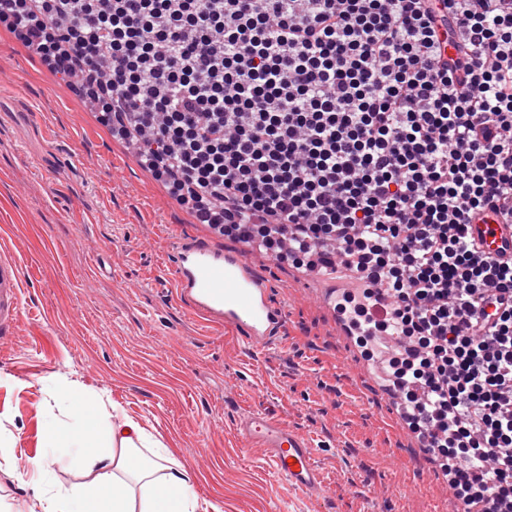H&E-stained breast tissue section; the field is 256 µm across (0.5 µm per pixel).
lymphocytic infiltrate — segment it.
Instances as JSON below:
<instances>
[{"label":"lymphocytic infiltrate","instance_id":"lymphocytic-infiltrate-1","mask_svg":"<svg viewBox=\"0 0 512 512\" xmlns=\"http://www.w3.org/2000/svg\"><path fill=\"white\" fill-rule=\"evenodd\" d=\"M0 25L199 223L297 265L334 241L455 497L512 512V264L468 238L512 218V0H0Z\"/></svg>","mask_w":512,"mask_h":512}]
</instances>
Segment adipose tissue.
Wrapping results in <instances>:
<instances>
[{
  "label": "adipose tissue",
  "instance_id": "obj_1",
  "mask_svg": "<svg viewBox=\"0 0 512 512\" xmlns=\"http://www.w3.org/2000/svg\"><path fill=\"white\" fill-rule=\"evenodd\" d=\"M65 411L50 416L44 444L68 459L81 480L66 488L35 487L37 512H198L189 473L141 424L112 422L101 396L65 391Z\"/></svg>",
  "mask_w": 512,
  "mask_h": 512
}]
</instances>
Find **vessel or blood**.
<instances>
[{
	"label": "vessel or blood",
	"mask_w": 512,
	"mask_h": 512,
	"mask_svg": "<svg viewBox=\"0 0 512 512\" xmlns=\"http://www.w3.org/2000/svg\"><path fill=\"white\" fill-rule=\"evenodd\" d=\"M469 233L477 252L506 263L512 261V224L493 209L475 214ZM174 260L168 270L177 301L202 320L235 329L254 351L284 335L288 313L270 297L271 285L249 260L245 243L222 246L209 237L182 236L174 241ZM322 300L336 323L338 335H349L336 296L344 283L324 279ZM22 306V279L17 260L0 255V340L9 337ZM246 446L264 449L271 467L288 481V487L305 496L320 494L325 486L316 466L315 444L305 433L289 428L262 409L238 422Z\"/></svg>",
	"instance_id": "obj_1"
}]
</instances>
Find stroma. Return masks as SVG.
I'll use <instances>...</instances> for the list:
<instances>
[{
	"mask_svg": "<svg viewBox=\"0 0 512 512\" xmlns=\"http://www.w3.org/2000/svg\"><path fill=\"white\" fill-rule=\"evenodd\" d=\"M208 235L103 125L6 28L0 27V254L16 258L22 313L0 344V436L17 473L0 490L28 512L38 478L79 482L45 464L47 409L56 387L102 393L139 421L222 512H437L448 486L431 477L336 336L311 285L285 260L258 258L288 335L263 352L236 331L205 324L174 299L165 271L179 231ZM262 408L309 435L322 494L291 491L239 419Z\"/></svg>",
	"mask_w": 512,
	"mask_h": 512,
	"instance_id": "stroma-1",
	"label": "stroma"
}]
</instances>
